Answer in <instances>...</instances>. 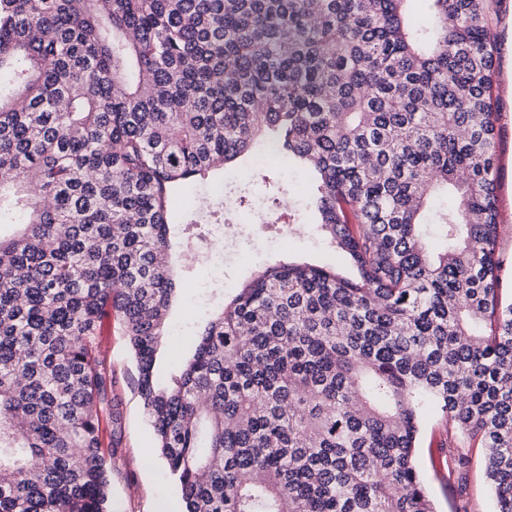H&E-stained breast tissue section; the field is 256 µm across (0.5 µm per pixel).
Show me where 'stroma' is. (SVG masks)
<instances>
[{"mask_svg":"<svg viewBox=\"0 0 512 512\" xmlns=\"http://www.w3.org/2000/svg\"><path fill=\"white\" fill-rule=\"evenodd\" d=\"M489 28L496 33L494 95L498 102L497 188L499 236L497 251L504 261L500 272L503 299L512 300V0H493ZM213 184L229 195L246 189L248 197L233 212L238 236L229 253L215 258L211 266L180 258L179 270L189 281L173 303L169 315V335L159 352L161 375H169L174 359H187L190 339L216 298H232L261 266L277 261H309L327 267H344L335 252L315 240L311 225L302 221L304 177L291 166L278 164L267 170H254L241 160L215 171ZM286 181L283 194L295 227L281 236L278 204L270 199L269 186ZM98 344L112 371L107 393L120 417L118 433L104 431V438H116L119 451L109 459L112 512H181L182 502L175 481L159 454L153 432L135 386L132 353L119 320L101 329ZM448 420L426 411L416 464L438 512H493L492 497L483 469V453L476 443L468 445L464 478H457L454 457L441 456L431 464L429 452L439 444L457 440Z\"/></svg>","mask_w":512,"mask_h":512,"instance_id":"1","label":"stroma"}]
</instances>
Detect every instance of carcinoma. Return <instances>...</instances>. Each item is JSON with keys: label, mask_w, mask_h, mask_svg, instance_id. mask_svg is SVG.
<instances>
[{"label": "carcinoma", "mask_w": 512, "mask_h": 512, "mask_svg": "<svg viewBox=\"0 0 512 512\" xmlns=\"http://www.w3.org/2000/svg\"><path fill=\"white\" fill-rule=\"evenodd\" d=\"M488 0H0V512H110L119 315L183 512H436L434 408L512 512ZM272 153L356 268L259 271L161 381L170 199ZM445 193L455 205L423 216ZM442 244L436 254L424 239Z\"/></svg>", "instance_id": "cac0c4a2"}]
</instances>
